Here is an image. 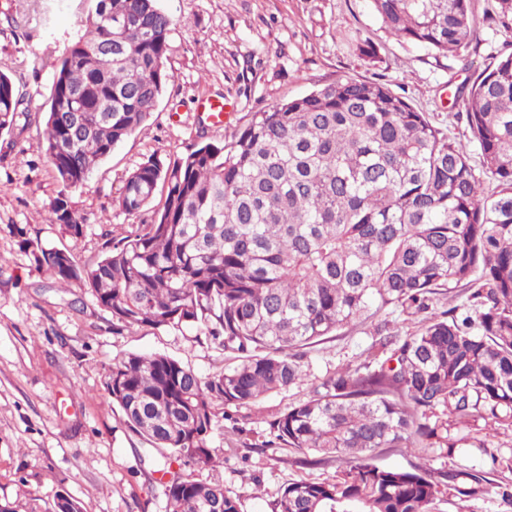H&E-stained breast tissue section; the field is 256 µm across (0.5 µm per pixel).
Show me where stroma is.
<instances>
[{"label": "stroma", "mask_w": 512, "mask_h": 512, "mask_svg": "<svg viewBox=\"0 0 512 512\" xmlns=\"http://www.w3.org/2000/svg\"><path fill=\"white\" fill-rule=\"evenodd\" d=\"M172 19L171 79L149 120L119 143L86 184L72 190L86 220L82 236L53 224L49 202L63 185L44 155L42 108L50 97L52 62L76 37L83 0H0V72L29 104L27 115L0 130V503L16 512H50L60 492L87 512H166L156 471L167 455L122 422L104 382L114 363L133 353H160L206 376L234 361L232 351L195 332L149 327L113 333L112 316L88 285L57 279L34 260L37 247H57L78 264L102 253L104 230L133 231L115 199L127 176L150 156L183 155L204 141L231 140L251 113L292 100L348 75L380 81L460 140L470 132L452 106L456 87L512 52V35L487 16L495 0H471L475 36L456 56H439L389 35L370 0H158ZM227 104L228 123L214 125L202 103ZM413 333L418 319L399 312L344 327L311 344V376L356 367L375 355V329ZM309 383L239 408L215 432L219 471L197 470L240 493L243 512H266L294 480L333 478L338 466L305 467L296 453L267 447L268 423L309 396ZM452 453L425 455L382 448L380 467L427 468L435 479L456 474L475 494L441 498L433 512H512L497 493L512 485V427L491 416L450 427Z\"/></svg>", "instance_id": "stroma-1"}]
</instances>
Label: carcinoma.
Listing matches in <instances>:
<instances>
[{
  "label": "carcinoma",
  "instance_id": "carcinoma-1",
  "mask_svg": "<svg viewBox=\"0 0 512 512\" xmlns=\"http://www.w3.org/2000/svg\"><path fill=\"white\" fill-rule=\"evenodd\" d=\"M81 34L54 64L44 154L64 190L51 222L73 236L85 219L69 191L154 112L171 78V20L157 0H87ZM391 36L456 56L474 37L470 0H371ZM490 18L512 33V0ZM113 43L112 62L94 48ZM471 138L434 125L385 83L343 76L275 102L228 143L173 160L152 156L126 178L116 205L138 217L162 207L80 266L38 248L61 282L83 281L112 331L189 328L234 351L203 378L163 354L112 365L109 395L125 426L170 455L158 469L166 512H242L241 495L193 473L222 466L211 438L231 407L256 404L309 377L306 348L369 313L427 311L441 288L459 303L416 334L377 326L383 357L311 384L310 397L269 421L266 445L297 463H340L332 480L293 481L270 512H432L456 475L379 467L380 448H454L448 416L512 423V53L456 89ZM80 112L70 136L61 115ZM27 112L0 73V129ZM482 157L470 162L469 145Z\"/></svg>",
  "mask_w": 512,
  "mask_h": 512
}]
</instances>
